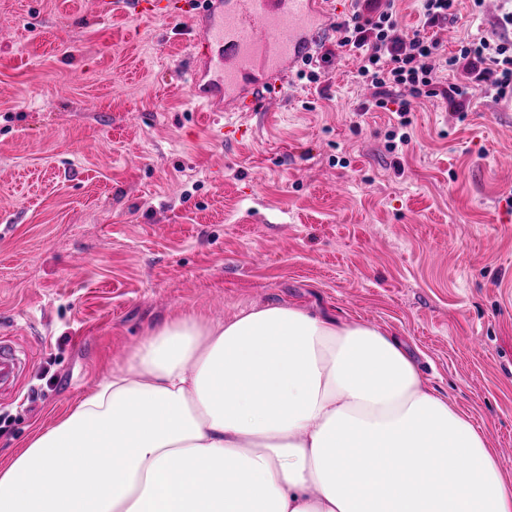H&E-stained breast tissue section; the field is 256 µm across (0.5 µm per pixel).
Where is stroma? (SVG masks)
<instances>
[{"label": "stroma", "instance_id": "35a3bbf8", "mask_svg": "<svg viewBox=\"0 0 512 512\" xmlns=\"http://www.w3.org/2000/svg\"><path fill=\"white\" fill-rule=\"evenodd\" d=\"M179 0H0V462L165 319L297 304L399 340L512 481V106L364 112L356 56L237 112L188 95ZM411 138L402 153L391 133Z\"/></svg>", "mask_w": 512, "mask_h": 512}]
</instances>
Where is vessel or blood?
<instances>
[{"instance_id": "b4317fda", "label": "vessel or blood", "mask_w": 512, "mask_h": 512, "mask_svg": "<svg viewBox=\"0 0 512 512\" xmlns=\"http://www.w3.org/2000/svg\"><path fill=\"white\" fill-rule=\"evenodd\" d=\"M202 29L192 41L193 97L210 112H255L328 27L324 0H184Z\"/></svg>"}]
</instances>
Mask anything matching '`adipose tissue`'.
Here are the masks:
<instances>
[{
  "mask_svg": "<svg viewBox=\"0 0 512 512\" xmlns=\"http://www.w3.org/2000/svg\"><path fill=\"white\" fill-rule=\"evenodd\" d=\"M0 512H512V482L395 338L269 304L154 328L0 469Z\"/></svg>",
  "mask_w": 512,
  "mask_h": 512,
  "instance_id": "1",
  "label": "adipose tissue"
}]
</instances>
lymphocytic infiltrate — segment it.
Here are the masks:
<instances>
[{"mask_svg":"<svg viewBox=\"0 0 512 512\" xmlns=\"http://www.w3.org/2000/svg\"><path fill=\"white\" fill-rule=\"evenodd\" d=\"M483 4L484 0H420L422 25L404 42L393 37L398 25L395 0H363L337 22V50L358 56L357 79L375 90L362 111L392 106L403 115L418 100L441 96L462 112L475 94L498 101L512 92V42L505 36L512 29V10L498 15L495 36L463 42L454 54L445 53L435 36L437 29L459 23L464 13L480 15ZM459 67L465 70V81L443 85V72Z\"/></svg>","mask_w":512,"mask_h":512,"instance_id":"f902f5d3","label":"lymphocytic infiltrate"}]
</instances>
